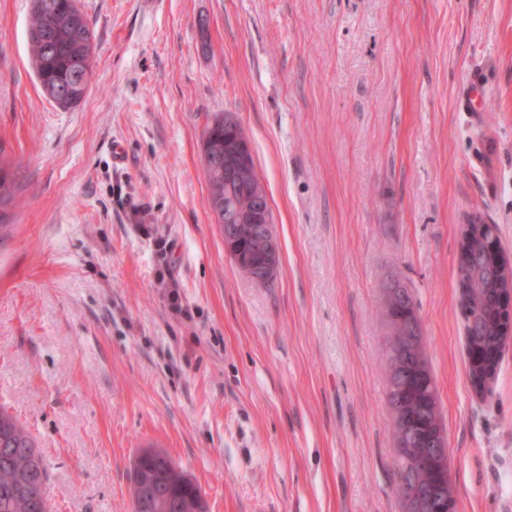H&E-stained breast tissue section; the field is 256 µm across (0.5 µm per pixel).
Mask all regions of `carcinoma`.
I'll use <instances>...</instances> for the list:
<instances>
[{
	"mask_svg": "<svg viewBox=\"0 0 512 512\" xmlns=\"http://www.w3.org/2000/svg\"><path fill=\"white\" fill-rule=\"evenodd\" d=\"M71 0H33L27 39L38 83L41 89H60L65 99L62 109L74 108L84 99L89 83L84 81L80 61L93 53L95 34L84 13L74 12ZM234 137L224 126V113L215 114L206 126L207 148L214 154H224V140ZM208 201L219 198L231 204L233 210L244 211L254 204L256 187H263L256 171L250 180L231 187L224 186V169L205 168ZM16 172L0 161V239L11 231L3 223L5 211L12 204ZM225 231L234 239L236 249L245 258L238 269L260 285L273 283L275 277H264L261 261L265 236L258 224H227ZM464 276L471 283L467 304L459 308L465 333L467 358L500 365L504 345L497 329L498 299L495 288L496 271L480 250L471 253ZM392 310L382 309V315L392 314L390 335L400 338L408 334L410 307L416 301L408 288L397 283ZM420 361L415 355L407 357V380L393 386L387 377L388 405L399 404L408 412L428 420L441 418L438 394L430 393L425 376L420 374ZM146 466L153 472L172 480V502L155 501L145 512H207V505L195 481L167 455L151 458ZM398 492L412 481L428 483L430 469L398 470ZM48 472L35 440L26 426L8 409L0 406V512H41L38 503L19 494L18 486L26 483L47 485Z\"/></svg>",
	"mask_w": 512,
	"mask_h": 512,
	"instance_id": "cac0c4a2",
	"label": "carcinoma"
}]
</instances>
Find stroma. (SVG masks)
I'll list each match as a JSON object with an SVG mask.
<instances>
[{
	"mask_svg": "<svg viewBox=\"0 0 512 512\" xmlns=\"http://www.w3.org/2000/svg\"><path fill=\"white\" fill-rule=\"evenodd\" d=\"M77 5L92 76L63 109L30 65L32 0H0L17 182L0 405L36 441L52 512H132L145 448L208 512H402L378 314L395 279L417 302L458 512H512V348L475 394L455 262L475 214L512 253V0ZM225 111L270 199V286L237 271L209 210L202 142Z\"/></svg>",
	"mask_w": 512,
	"mask_h": 512,
	"instance_id": "stroma-1",
	"label": "stroma"
}]
</instances>
